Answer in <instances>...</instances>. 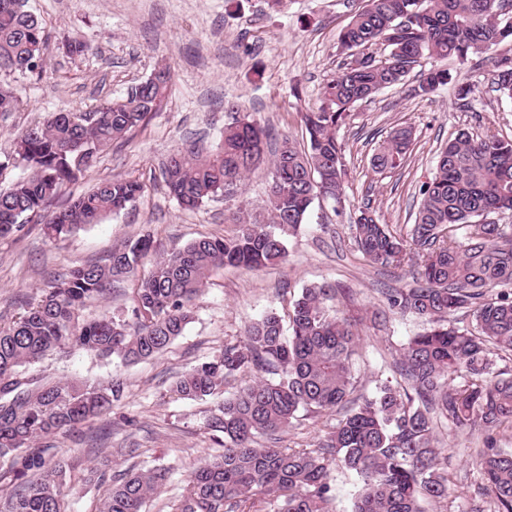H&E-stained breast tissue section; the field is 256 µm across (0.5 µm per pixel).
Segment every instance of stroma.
<instances>
[{"label":"stroma","mask_w":512,"mask_h":512,"mask_svg":"<svg viewBox=\"0 0 512 512\" xmlns=\"http://www.w3.org/2000/svg\"><path fill=\"white\" fill-rule=\"evenodd\" d=\"M363 0H30L44 23L47 73L42 80L17 82L21 103L0 118V161L11 151L17 133L67 109L92 111L106 99L124 96L155 67L169 65L170 92L146 127L110 148L53 202L61 209L101 179L136 177L146 185L132 205L62 241L46 238L39 219L0 238V315L21 313L26 301L45 287L48 272L104 259L113 245L151 234L153 249L139 265L147 273L155 260L203 236L236 230L228 216L238 203L266 214L267 169L249 175L239 199L215 197L201 210L181 209L160 175L162 163L177 149L197 142L216 148L226 124L244 115L269 127L274 137H289L298 148L307 139L300 120L305 108L318 104L324 84L339 69L343 56L338 34ZM83 35L92 52L71 57L63 43ZM511 57L504 43L466 64L446 61L453 82L433 94L411 93L414 77L355 106L339 136L344 144L346 201L335 209L316 200L300 233L290 237L286 262L258 271L227 267L208 281L194 300V318L170 348L155 358L128 366L82 350L53 352L38 372L58 379L105 381L120 375L125 397L105 421L79 425L54 440L58 450L80 459V473L64 496L66 512H95L104 491L128 473L156 466L171 468L172 477L151 497L146 512H172L192 467L218 454L221 445L206 421L236 391L240 380L225 382L221 393L190 400L173 391L177 377L239 340L248 324L267 311L282 309L286 299L316 283L339 288L337 307L364 318L363 338L355 361L356 391L372 394L394 381L390 368L411 336L424 324L409 316L387 314L377 323L366 314L383 309V293L411 282L409 268H388L365 261L351 246V224L359 207L370 205L381 223L407 233L421 199L420 189L436 167L440 144L456 129L481 135L491 131L512 139V101L488 90L469 104L455 97L454 83L486 81L495 60ZM240 112L228 111V104ZM413 131L403 168L375 172L370 159L379 140L395 127ZM336 413H311L282 433L283 446L306 448L329 426ZM448 457V476L457 491L447 500L428 504V512H471L487 497L475 460L479 435L458 432L448 424L435 433Z\"/></svg>","instance_id":"stroma-1"}]
</instances>
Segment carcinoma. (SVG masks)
<instances>
[{
	"mask_svg": "<svg viewBox=\"0 0 512 512\" xmlns=\"http://www.w3.org/2000/svg\"><path fill=\"white\" fill-rule=\"evenodd\" d=\"M498 2L367 0L339 33L346 58L324 86L320 105L302 113L308 150L286 137L272 148L269 128L244 119L224 128L216 150L192 143L162 169L178 205L198 210L216 196H236L241 180L267 161V220L240 207L236 233L204 236L158 258L140 277L125 313L86 317L83 309L113 283L137 274L153 247L148 235L112 247L100 263L53 277L18 319L0 323V459L6 464L0 480L15 485L0 512H63L61 488L76 464L65 453L46 459L47 449L34 442L106 419L124 398L118 380L56 381L31 374L32 367L47 353L68 349L121 365L153 358L183 335L193 300L216 271L259 270L285 261L288 237L306 224L314 200L344 199L338 132L355 104L404 84L413 71L414 94H431L450 74L435 64L415 70L421 59L454 57L465 64L512 42V16L500 12ZM45 42V27L28 0H0L1 115L19 104L9 77H42ZM377 44L388 53H363ZM170 78L169 68H159L92 112H50L22 131L12 160L29 175L0 185V238L42 216L66 184L143 126ZM490 85L512 100V59L495 66ZM411 145V129L390 130L372 155V168L380 173L401 167ZM143 189L131 177L104 179L42 216L45 233L65 238L124 210ZM508 211L512 139L492 131L476 138L467 128L457 129L439 151L406 235L380 223L369 205L359 208L354 248L372 263L416 269L412 285L384 296L388 311L428 324L393 363L400 382L353 396L357 324L333 306L334 285L302 289L285 315L268 311L245 327L241 340L224 344L176 381L180 396L201 399L230 378H247L209 419L208 429L224 437L222 452L192 469L175 512H257L255 501L262 496L271 498L274 512H332L336 466L358 477L353 512H427L425 504L454 493L448 457L434 446V431L443 422L483 435L477 458L491 501L473 512H512V451L499 448L495 438L502 429L512 430V375L497 366L512 360V225L492 218ZM460 312L471 315V324L456 325ZM457 378L460 384L452 385ZM336 409L343 411L341 419L313 447L280 445V434L299 413ZM169 474L155 467L128 475L98 512H144Z\"/></svg>",
	"mask_w": 512,
	"mask_h": 512,
	"instance_id": "obj_1",
	"label": "carcinoma"
}]
</instances>
